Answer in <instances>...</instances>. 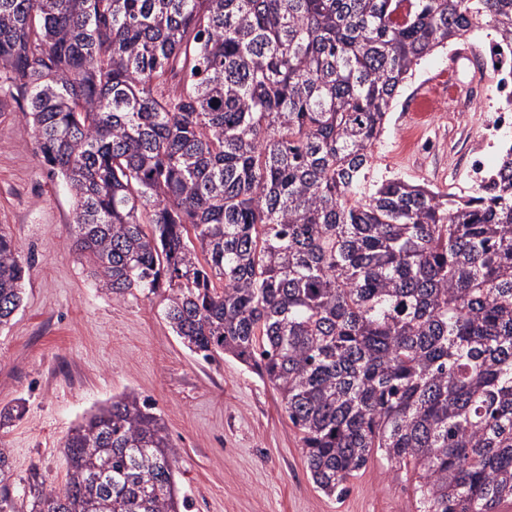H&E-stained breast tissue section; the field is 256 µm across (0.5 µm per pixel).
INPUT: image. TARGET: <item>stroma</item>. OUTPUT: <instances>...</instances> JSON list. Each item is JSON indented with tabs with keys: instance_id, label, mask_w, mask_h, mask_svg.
I'll return each instance as SVG.
<instances>
[{
	"instance_id": "1",
	"label": "stroma",
	"mask_w": 512,
	"mask_h": 512,
	"mask_svg": "<svg viewBox=\"0 0 512 512\" xmlns=\"http://www.w3.org/2000/svg\"><path fill=\"white\" fill-rule=\"evenodd\" d=\"M449 54L435 50L405 81L372 148L370 181L470 195L465 162L502 102L465 61L457 80L481 90L474 106L458 107L448 96ZM28 108L26 95L0 80V224L29 263L23 305L0 330V408L25 406L0 430L15 475L35 465L49 484L63 485L70 429L132 392L161 415L179 450L176 480L188 512H416L411 476L376 461L350 479L347 495L324 496L271 385L233 358L196 359L165 320L161 297L102 289L73 251V199L48 171ZM412 128L422 145L402 152L401 135Z\"/></svg>"
}]
</instances>
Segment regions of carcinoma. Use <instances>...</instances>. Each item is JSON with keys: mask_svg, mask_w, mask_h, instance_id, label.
<instances>
[{"mask_svg": "<svg viewBox=\"0 0 512 512\" xmlns=\"http://www.w3.org/2000/svg\"><path fill=\"white\" fill-rule=\"evenodd\" d=\"M512 0H0V74L74 198L80 260L117 297L164 291L207 363L281 396L317 489L376 459L417 512L512 501V147L474 195L367 183L400 85ZM28 266L0 228V328ZM65 483L7 512H181L179 450L134 393L63 443Z\"/></svg>", "mask_w": 512, "mask_h": 512, "instance_id": "carcinoma-1", "label": "carcinoma"}]
</instances>
